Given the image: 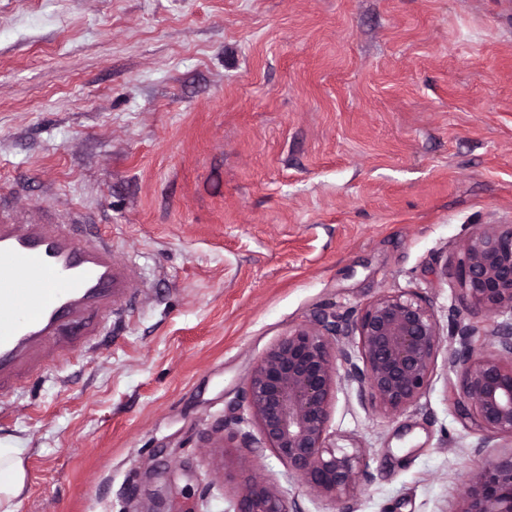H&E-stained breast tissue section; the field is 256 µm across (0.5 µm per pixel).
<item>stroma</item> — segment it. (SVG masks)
Instances as JSON below:
<instances>
[{
  "mask_svg": "<svg viewBox=\"0 0 512 512\" xmlns=\"http://www.w3.org/2000/svg\"><path fill=\"white\" fill-rule=\"evenodd\" d=\"M0 210L95 225L135 299L100 345L0 406L15 512H233L244 481L332 512L257 435V359L315 315L412 289L474 321L460 244L512 225L501 0H0ZM438 357L387 414L340 382L368 448L356 512H458L486 455ZM21 453L18 448H0V468L6 472L5 479L0 477V507H5L3 512H14L11 502L24 487L25 471Z\"/></svg>",
  "mask_w": 512,
  "mask_h": 512,
  "instance_id": "1",
  "label": "stroma"
}]
</instances>
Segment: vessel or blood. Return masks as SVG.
<instances>
[{"mask_svg": "<svg viewBox=\"0 0 512 512\" xmlns=\"http://www.w3.org/2000/svg\"><path fill=\"white\" fill-rule=\"evenodd\" d=\"M131 291L127 264L92 225L0 215V403L91 348Z\"/></svg>", "mask_w": 512, "mask_h": 512, "instance_id": "obj_1", "label": "vessel or blood"}]
</instances>
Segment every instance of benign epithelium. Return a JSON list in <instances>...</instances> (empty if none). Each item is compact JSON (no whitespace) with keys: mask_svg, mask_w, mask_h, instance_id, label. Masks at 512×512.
<instances>
[{"mask_svg":"<svg viewBox=\"0 0 512 512\" xmlns=\"http://www.w3.org/2000/svg\"><path fill=\"white\" fill-rule=\"evenodd\" d=\"M454 277L470 309L485 317L448 348L457 378L450 398L460 417H474L484 430L479 453L512 438V324L494 317L512 313V225L488 224L461 246ZM489 336L486 354L474 342ZM443 334L429 303L404 289L378 296L344 322L321 313L272 344L251 370L246 402L260 433L246 434L252 454L271 451L334 512H354L353 494L366 477V449L329 443L331 404L344 379L361 399L389 413L415 405L431 385ZM341 361L344 376L337 373ZM237 512H300L265 479L241 488ZM457 512H512V451L486 460Z\"/></svg>","mask_w":512,"mask_h":512,"instance_id":"obj_1","label":"benign epithelium"}]
</instances>
